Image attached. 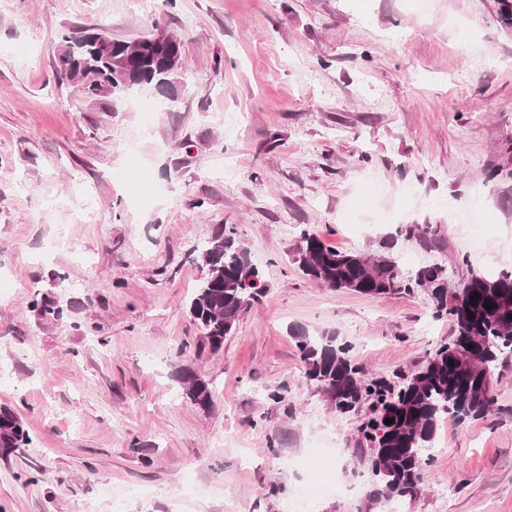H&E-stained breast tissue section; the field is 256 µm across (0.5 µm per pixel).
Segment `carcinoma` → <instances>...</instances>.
I'll list each match as a JSON object with an SVG mask.
<instances>
[{"instance_id": "1", "label": "carcinoma", "mask_w": 512, "mask_h": 512, "mask_svg": "<svg viewBox=\"0 0 512 512\" xmlns=\"http://www.w3.org/2000/svg\"><path fill=\"white\" fill-rule=\"evenodd\" d=\"M85 33L75 29L61 36L55 54L60 75L85 81L92 95L153 86L168 100L175 99L174 87L159 81L160 62L167 49L148 43L145 52L130 61L129 80L125 81L118 76L116 59L84 45ZM380 248L383 252L376 256L333 249L313 230L304 228L294 263L304 276L331 289L364 295L409 293L416 288L429 292L433 316L448 318L454 336L435 349L420 371L396 388L361 374L352 364L351 345L338 342L335 332L290 329L305 378L322 385L336 412H348L362 401L369 403L371 415L358 429V443L376 449L371 512L423 493L432 462L424 448L434 438L442 417L460 423L484 418L495 403L493 375L512 362V271L492 277L471 272L451 289L444 267L425 265L409 276L384 253L392 242L386 240ZM199 257L204 274L188 303L191 320L200 332L195 352L206 349L216 355L224 350V340L234 333L243 314L263 294L264 278L233 224L219 229L199 250ZM475 293L479 298L473 301ZM487 302L492 305L489 310ZM31 311L45 321L62 315L46 297L33 300ZM177 358L184 398L209 410L214 392L209 380L193 367L192 351L182 347ZM387 418L394 423L385 424ZM31 442L20 416L0 406V456L6 458Z\"/></svg>"}]
</instances>
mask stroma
<instances>
[{
  "label": "stroma",
  "instance_id": "obj_1",
  "mask_svg": "<svg viewBox=\"0 0 512 512\" xmlns=\"http://www.w3.org/2000/svg\"><path fill=\"white\" fill-rule=\"evenodd\" d=\"M180 39L173 109L154 88L90 96L60 80L67 29ZM233 130H226L225 120ZM236 225L267 290L194 367L195 257ZM431 224L440 242L406 238ZM406 272L512 269V25L497 0H0V404L33 439L0 457V512H281L346 465L368 406L340 415L289 328L333 331L366 376L420 370L452 334L425 290H332L293 261L302 228ZM64 240L50 248L53 238ZM47 295L64 309L43 322ZM285 391V401L273 400ZM484 419H443L425 492L400 512H512V366ZM35 474V483L23 480ZM179 359L178 377L181 381L182 394L193 406L208 411L213 403L214 392L209 380L197 372L193 367L194 360L187 346L181 347L177 352ZM199 408V409H200Z\"/></svg>",
  "mask_w": 512,
  "mask_h": 512
}]
</instances>
